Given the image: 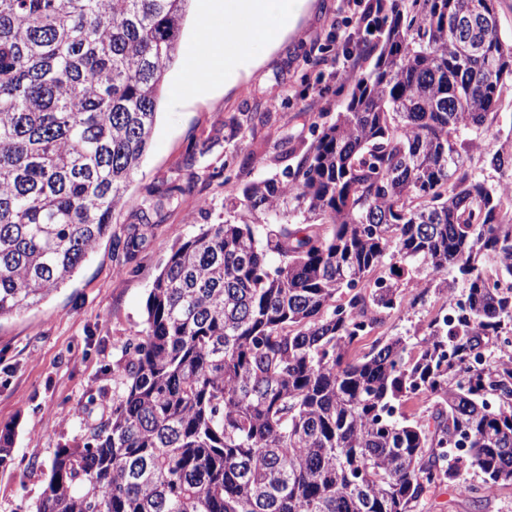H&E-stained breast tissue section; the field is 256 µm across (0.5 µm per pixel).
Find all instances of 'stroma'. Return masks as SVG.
<instances>
[{
	"mask_svg": "<svg viewBox=\"0 0 512 512\" xmlns=\"http://www.w3.org/2000/svg\"><path fill=\"white\" fill-rule=\"evenodd\" d=\"M359 9L346 0H307L298 30L250 67L243 84L205 101L179 100L174 88L181 65L168 69L152 142L113 217L110 233L83 263L74 279L40 305L0 320V431L13 434V460L0 467V512H35L57 448L83 443L87 424L81 407L94 399L96 412L112 409L122 389L118 364L128 343L146 328L149 290L170 256L177 236L199 233L202 225L230 217H252L240 205L244 185L257 177L284 179L314 140L316 125L334 120L346 103L350 79L325 65L340 52L345 32L356 41H374L377 31L359 26ZM320 99L321 112L310 111ZM267 114L266 123L243 128L246 114ZM512 138V83L502 89L492 130L479 139L470 164L487 183L502 180L488 160ZM194 166H187L189 157ZM193 182L176 196L167 219L133 260L115 242L135 223L148 189ZM445 295L430 291L425 304L392 312L384 336L421 333ZM480 471H463L447 486L431 490L413 512H512V484L474 502L469 486Z\"/></svg>",
	"mask_w": 512,
	"mask_h": 512,
	"instance_id": "35a3bbf8",
	"label": "stroma"
}]
</instances>
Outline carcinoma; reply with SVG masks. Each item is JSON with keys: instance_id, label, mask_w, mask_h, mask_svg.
<instances>
[{"instance_id": "carcinoma-1", "label": "carcinoma", "mask_w": 512, "mask_h": 512, "mask_svg": "<svg viewBox=\"0 0 512 512\" xmlns=\"http://www.w3.org/2000/svg\"><path fill=\"white\" fill-rule=\"evenodd\" d=\"M188 2L0 0V318L70 282L125 206ZM495 2L390 0L344 111L287 180L243 189L249 212L295 200L300 219L178 238L123 394L57 449L35 512H411L462 466L472 493L512 483V179L467 164L512 79ZM189 192H148L126 259ZM459 284L465 315L352 356Z\"/></svg>"}]
</instances>
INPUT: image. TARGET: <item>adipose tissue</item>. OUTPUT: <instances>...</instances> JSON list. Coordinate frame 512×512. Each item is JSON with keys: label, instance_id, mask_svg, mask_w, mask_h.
Instances as JSON below:
<instances>
[{"label": "adipose tissue", "instance_id": "obj_1", "mask_svg": "<svg viewBox=\"0 0 512 512\" xmlns=\"http://www.w3.org/2000/svg\"><path fill=\"white\" fill-rule=\"evenodd\" d=\"M295 0H202L197 33L184 50L185 79L175 95L208 99L239 81L243 61L259 62L296 26Z\"/></svg>", "mask_w": 512, "mask_h": 512}]
</instances>
